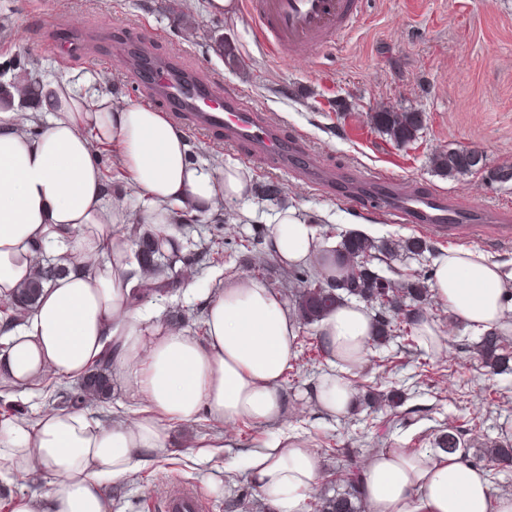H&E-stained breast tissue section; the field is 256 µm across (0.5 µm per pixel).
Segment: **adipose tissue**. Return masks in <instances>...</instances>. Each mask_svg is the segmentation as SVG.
Returning a JSON list of instances; mask_svg holds the SVG:
<instances>
[{
    "label": "adipose tissue",
    "instance_id": "obj_1",
    "mask_svg": "<svg viewBox=\"0 0 512 512\" xmlns=\"http://www.w3.org/2000/svg\"><path fill=\"white\" fill-rule=\"evenodd\" d=\"M106 79L53 80L38 111L0 109V298L29 278L39 252L65 272L43 288L35 307L0 350V382L17 388L46 374L80 379L102 357L144 410L106 427L84 411L52 409L37 420H0V477L41 473L49 493L13 500L10 512H110L103 482L141 469L163 450L165 420L279 423L288 414L280 382L296 355L298 324L265 282L241 275L208 291L204 339L141 316L130 303L143 271L119 225L153 228L162 251L182 240L173 226L183 210L217 213L224 201L251 195L237 165L219 169L188 158L183 129L165 113L115 103ZM115 145L132 176L141 208L130 212L108 193L100 148ZM280 263L316 265L340 275L344 263L295 208L281 210L268 240ZM432 289L449 312L480 332L512 327V270L475 248H451L433 261ZM364 305L340 304L318 335L330 364L314 392L332 416L352 405L351 373L371 343ZM251 481L276 512H305L322 476L321 459L298 436L281 432L248 459ZM368 512H512V494H495L484 470L461 452L381 448L363 467Z\"/></svg>",
    "mask_w": 512,
    "mask_h": 512
}]
</instances>
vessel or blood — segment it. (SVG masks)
Returning a JSON list of instances; mask_svg holds the SVG:
<instances>
[{"label": "vessel or blood", "mask_w": 512, "mask_h": 512, "mask_svg": "<svg viewBox=\"0 0 512 512\" xmlns=\"http://www.w3.org/2000/svg\"><path fill=\"white\" fill-rule=\"evenodd\" d=\"M360 0H243L245 15L258 25V32L270 51L309 56L344 37L361 18ZM132 81L148 104L161 105L170 116L189 129L217 135L240 148L245 160L262 159L279 171L293 170L305 175L315 188H328L335 173L308 163L309 149L298 137L284 134L266 114L254 110L239 95L215 102V84L210 80L188 79L167 62L133 67ZM377 199L389 215L416 225L423 232L454 228L457 234L474 231L469 210L445 197L397 187L393 177L375 176ZM200 500L185 486H172L165 500V512H199Z\"/></svg>", "instance_id": "vessel-or-blood-1"}]
</instances>
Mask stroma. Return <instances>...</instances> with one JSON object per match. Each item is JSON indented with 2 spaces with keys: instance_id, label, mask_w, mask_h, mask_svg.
<instances>
[{
  "instance_id": "obj_1",
  "label": "stroma",
  "mask_w": 512,
  "mask_h": 512,
  "mask_svg": "<svg viewBox=\"0 0 512 512\" xmlns=\"http://www.w3.org/2000/svg\"><path fill=\"white\" fill-rule=\"evenodd\" d=\"M0 85L14 79L3 65L14 58L34 59L38 82L76 80L89 73L114 74L120 102H135L125 61L141 45L161 59L215 78L225 93L245 92L250 107L264 112L291 137L304 139L312 160L342 173L387 174L442 193L475 211L512 214V181H490L491 169L512 166V0H363L358 28L314 58L274 54L260 42L255 24L241 10L213 15L205 0L187 8L184 0H0ZM231 43L240 67L228 66L212 49L216 38ZM70 43L71 58L61 61L50 43ZM385 107L419 112L424 127L406 146L393 143L370 123ZM192 159L213 167L240 163V152L217 136L187 131ZM449 149L481 151L486 170L455 178L438 173L434 154ZM249 200L225 201L213 216L186 213L177 224L184 251L220 241L206 265L172 267L174 293L143 300L140 311L191 336H200L207 288L246 275L264 281L290 299L300 276H316L315 267L288 272L270 257L265 243L250 246L256 232L270 230L278 211L294 206L316 224L324 242L339 244L360 231L378 242L402 243L421 237L414 225L393 221L374 202L352 204L341 193L329 194L296 174L271 169L266 161L249 166ZM281 190L279 200L262 199L268 184ZM424 238V237H421ZM422 254L375 253L371 266L401 282L429 274L434 257L448 248L468 246L512 269V237L476 230L467 239L444 234L424 238ZM195 292H187V281ZM423 310L445 333L442 349L421 340H390L369 349L350 378L358 398L345 416L317 407L312 392L327 362L297 368L281 386L288 396V427L318 453L323 474L316 493L339 485L335 451H354L366 462L375 448L431 449L443 430L460 441L467 460L484 468L497 494H512V467L490 468L487 448L512 444V367L489 377L475 353L479 336L435 298ZM74 383L48 376L39 384L0 392V407L10 415L36 419L49 408H64ZM403 391L400 406H369L370 394ZM169 446L153 453L145 468L108 482L103 492L112 512H163L173 484L197 491L202 512H274L261 503L249 479L245 457L280 434L274 423L248 419L217 422L200 414L188 423L168 425ZM222 434L224 445L209 440ZM224 482L223 493L210 492L205 474Z\"/></svg>"
}]
</instances>
